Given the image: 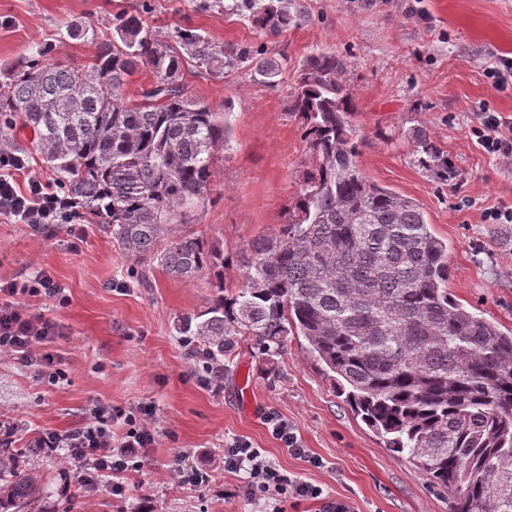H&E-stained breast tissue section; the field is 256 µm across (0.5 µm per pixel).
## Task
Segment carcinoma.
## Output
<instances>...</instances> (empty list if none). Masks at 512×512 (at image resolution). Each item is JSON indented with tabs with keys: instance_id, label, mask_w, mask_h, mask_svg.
Instances as JSON below:
<instances>
[{
	"instance_id": "obj_1",
	"label": "carcinoma",
	"mask_w": 512,
	"mask_h": 512,
	"mask_svg": "<svg viewBox=\"0 0 512 512\" xmlns=\"http://www.w3.org/2000/svg\"><path fill=\"white\" fill-rule=\"evenodd\" d=\"M249 8L266 33L296 23L275 0ZM92 38L87 65L12 70L0 85V139L14 142L22 118L28 145L72 199L71 218L135 258L178 278L220 272L219 295L177 327L213 365L237 336L269 356L302 336L351 409L432 486L457 492L451 512H512V331L448 292V241L421 205L362 173L346 61L321 51L303 65L293 111L311 161L285 224L251 243L244 282L231 289L219 246L190 234L158 245L204 199L212 152L230 132L227 113L186 92L184 63L221 78L247 51L187 29L163 41L125 12L111 38ZM143 68L152 81L125 99ZM38 443L0 445V512H46L38 477L19 467Z\"/></svg>"
}]
</instances>
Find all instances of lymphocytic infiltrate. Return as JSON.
<instances>
[{
  "label": "lymphocytic infiltrate",
  "instance_id": "obj_1",
  "mask_svg": "<svg viewBox=\"0 0 512 512\" xmlns=\"http://www.w3.org/2000/svg\"><path fill=\"white\" fill-rule=\"evenodd\" d=\"M469 135L485 154L512 161L511 115L484 110L471 126ZM25 167L22 156L0 152V215L33 229L65 223L71 208L69 197L36 177L28 179L26 185H17L15 174ZM0 293L7 297L6 302L0 304V354L13 356L25 365L37 368L49 380L62 379L64 372L58 368L54 355L42 349L43 342L55 333L53 323L30 318L14 299L18 296H48L64 303L68 300L64 288L49 272L40 270L23 283L0 285ZM154 414V407L147 404L128 411L98 407L84 427L69 434L42 436L41 445L68 449L72 456L90 462L98 471L120 474L135 467L142 450L154 442L150 428ZM119 418L124 421L125 431L117 439L112 435V423ZM224 467L229 471H245L251 494L275 505L290 498L323 499L321 488L291 479L258 449L245 443L238 442L225 449Z\"/></svg>",
  "mask_w": 512,
  "mask_h": 512
}]
</instances>
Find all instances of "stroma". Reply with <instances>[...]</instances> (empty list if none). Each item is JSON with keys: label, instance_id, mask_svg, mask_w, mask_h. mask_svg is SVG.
<instances>
[{"label": "stroma", "instance_id": "35a3bbf8", "mask_svg": "<svg viewBox=\"0 0 512 512\" xmlns=\"http://www.w3.org/2000/svg\"><path fill=\"white\" fill-rule=\"evenodd\" d=\"M233 0H0V84L12 68L47 58L88 64L94 43L69 35L74 25L112 30L114 14L141 17L162 40L192 29L218 47L250 50L252 62L217 79L185 63L193 97L225 110L227 144L214 157V181L203 202L170 235L191 232L223 247L224 281L243 282L240 252L278 230L309 160L292 110L302 64L320 50L348 64L358 110L359 163L365 176L417 200L433 231L448 241L452 295L512 330V224H486L485 208L512 203V165L482 152L468 131L481 108L512 115V95L494 92L483 69L490 56L512 54V0H420L428 23L410 19V0H284L296 24L272 35L252 26ZM279 65L268 86L253 65ZM425 129L434 155L423 159L414 132ZM452 160L454 177L441 163ZM45 270L69 297L25 298L28 316L52 322L44 348L65 377L52 384L14 357L0 355V426L19 417L28 437L64 434L90 420L93 405H153L155 441L139 467L103 472L95 492L86 469L60 464L62 449L35 463L52 512H269L245 492V472L224 469V448L245 441L291 478L319 486L324 498L351 512H449L453 495L433 488L388 439L350 408L325 377L301 336H288L268 356L236 339L220 388L203 385L176 325L206 309L215 275H167L135 259L98 225L71 220L35 231L0 216V283L26 281ZM276 412L304 448L321 458L309 466L269 432ZM206 471L203 483H177L178 457ZM121 494H113L115 483Z\"/></svg>", "mask_w": 512, "mask_h": 512}]
</instances>
